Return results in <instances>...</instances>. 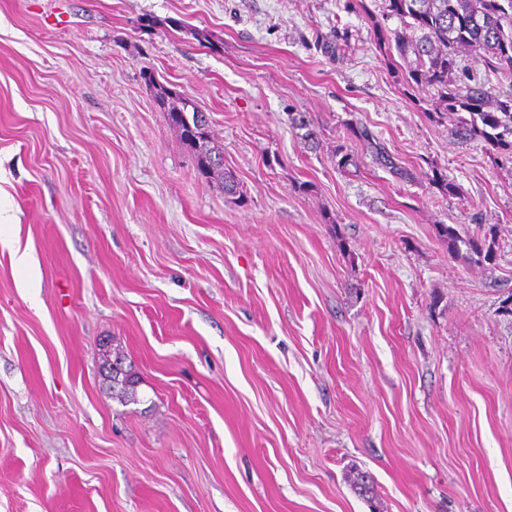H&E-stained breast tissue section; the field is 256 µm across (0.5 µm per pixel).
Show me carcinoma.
I'll use <instances>...</instances> for the list:
<instances>
[{
    "label": "carcinoma",
    "mask_w": 512,
    "mask_h": 512,
    "mask_svg": "<svg viewBox=\"0 0 512 512\" xmlns=\"http://www.w3.org/2000/svg\"><path fill=\"white\" fill-rule=\"evenodd\" d=\"M387 11L388 16L397 18L417 35L409 37L396 28L377 23L375 37L379 46L396 50L409 65L410 79L437 91L432 106L454 116V135L461 139L480 136L499 149L512 148V141H507L512 138V92L494 99L484 83L457 75L459 49L471 47L483 51L489 72L512 79V0L503 4L500 0H388ZM143 76L154 86L155 98L166 112L168 122L195 150L199 175L207 181L218 180L225 195H236L238 183L231 173L224 171V151L212 141L207 115L191 99L155 86L148 70H143ZM354 134L372 145L381 165L403 175L366 126L354 128ZM444 233L451 245H466L477 261H482V249L477 243L464 240L450 225L444 227ZM125 360L123 352H112V397L123 404L135 403L138 378L125 366ZM349 483L372 512H379L369 474L354 468Z\"/></svg>",
    "instance_id": "obj_1"
}]
</instances>
